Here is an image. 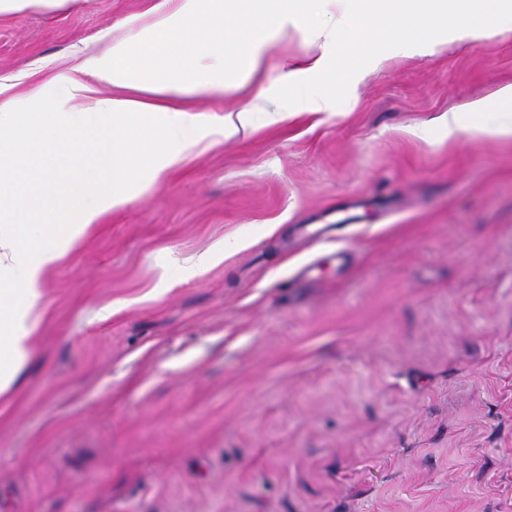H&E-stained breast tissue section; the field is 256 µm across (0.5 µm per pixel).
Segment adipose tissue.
<instances>
[{"mask_svg":"<svg viewBox=\"0 0 512 512\" xmlns=\"http://www.w3.org/2000/svg\"><path fill=\"white\" fill-rule=\"evenodd\" d=\"M307 28L327 45L351 34L364 51L388 33L397 50L443 29L474 42L512 31V0H163L147 23L114 41L101 57L79 60L64 79L9 96L0 84V398L17 385L44 315L47 272L73 250L106 212L135 189L158 181L207 142L251 127L252 106L210 126L188 120L172 98L202 91L223 95L260 70L270 46L289 28ZM237 64L226 68L227 52ZM288 103L279 119L327 112L336 98L330 54L289 69ZM115 90L100 96L99 84ZM498 113L469 135L512 136V86L466 104ZM71 171L48 181L60 157Z\"/></svg>","mask_w":512,"mask_h":512,"instance_id":"obj_1","label":"adipose tissue"}]
</instances>
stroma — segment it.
Masks as SVG:
<instances>
[{
    "label": "stroma",
    "mask_w": 512,
    "mask_h": 512,
    "mask_svg": "<svg viewBox=\"0 0 512 512\" xmlns=\"http://www.w3.org/2000/svg\"><path fill=\"white\" fill-rule=\"evenodd\" d=\"M161 3L2 13L0 80L65 77ZM320 52L289 30L244 90L181 99L265 109L47 273L0 512H512V138L463 110L512 84V32L337 44L334 111L273 121L282 60Z\"/></svg>",
    "instance_id": "1"
}]
</instances>
